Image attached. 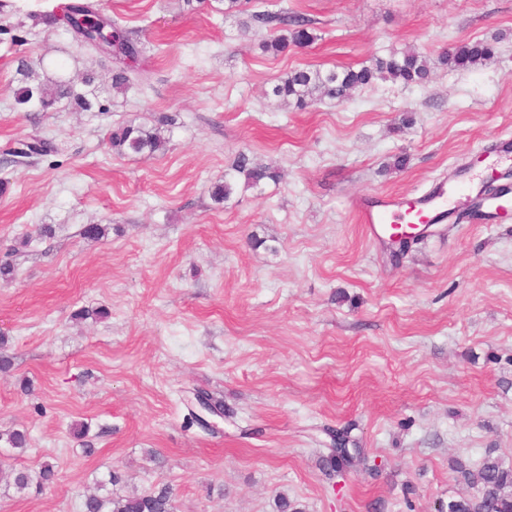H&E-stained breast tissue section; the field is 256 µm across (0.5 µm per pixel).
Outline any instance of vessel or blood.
Returning a JSON list of instances; mask_svg holds the SVG:
<instances>
[{
  "label": "vessel or blood",
  "mask_w": 512,
  "mask_h": 512,
  "mask_svg": "<svg viewBox=\"0 0 512 512\" xmlns=\"http://www.w3.org/2000/svg\"><path fill=\"white\" fill-rule=\"evenodd\" d=\"M464 193L465 200L477 209L487 210L492 220H512V197L504 192L468 194L459 181L439 180L425 193L406 197L385 194L359 200L355 210L359 223L366 235L378 240L392 235L394 224L415 218L419 230L438 223L448 215V200L457 193Z\"/></svg>",
  "instance_id": "b4317fda"
}]
</instances>
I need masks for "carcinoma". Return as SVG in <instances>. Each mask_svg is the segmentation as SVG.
<instances>
[{
  "label": "carcinoma",
  "instance_id": "1",
  "mask_svg": "<svg viewBox=\"0 0 512 512\" xmlns=\"http://www.w3.org/2000/svg\"><path fill=\"white\" fill-rule=\"evenodd\" d=\"M215 2L223 5L222 12L226 16L246 15L239 21L244 30L258 26L281 31V34L261 43L260 49L264 53L279 56L316 39L309 28L308 19L286 8L270 11L265 0H257L251 12L246 9L248 0ZM64 17L75 43L82 48L98 50L101 30L112 31V56L120 61L112 68L113 90L123 92L142 80V71L134 66L141 54L137 41L117 21L107 16L101 17L94 0H75L66 5ZM495 52L496 46L489 41L470 40L445 52L440 64L465 69L491 59ZM430 73L429 60L408 46L401 50L393 49L385 56L374 55L368 64L358 69H291L274 84L271 95L282 107L305 110L325 99L344 101L356 90L370 87L378 81L391 80L405 86H422L429 81ZM16 75L14 103L20 112H48L63 102L78 112H93L103 92L94 73L84 74L78 85L64 74L49 72L42 58L19 59ZM174 123L173 116L162 113L151 126L133 123L119 125L110 134L112 150L120 156H150L163 152L168 143L165 132ZM240 177L244 178L245 186L256 187L265 181L276 183L281 175L277 168L257 163L248 153L241 151L233 160L231 172L224 174V180L210 186V198L215 205L222 206L230 200ZM0 440L19 453L25 452L29 443L27 432L18 429L1 433ZM362 455L363 449L358 447L348 432H336L332 434L330 454L321 459V466L339 473L361 462ZM454 471L475 493L450 499L447 510L441 509L439 512H512V467L506 468L499 459L488 456L475 471L461 461L456 462ZM56 476V465L50 461L42 462L34 472L26 468H5L0 464V481L14 487L19 493L31 490L38 493L53 483ZM82 509L83 512H173L172 488L166 484L143 494L132 495L93 493L86 496Z\"/></svg>",
  "mask_w": 512,
  "mask_h": 512
}]
</instances>
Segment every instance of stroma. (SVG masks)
Instances as JSON below:
<instances>
[{
	"label": "stroma",
	"instance_id": "1",
	"mask_svg": "<svg viewBox=\"0 0 512 512\" xmlns=\"http://www.w3.org/2000/svg\"><path fill=\"white\" fill-rule=\"evenodd\" d=\"M0 11V432L26 431L0 461L58 479L24 495L0 482V512H82L118 473L120 494L167 484L174 512H439L464 492L453 460L512 466V223L447 218L400 255L364 238L363 197L413 196L440 177L486 181L512 141V0H281L316 39L285 56L260 50L214 0H97L139 39L149 84L105 93L98 112L14 107L19 58L71 76L112 64L40 17L66 0H6ZM495 43L485 65L451 69L444 49ZM407 46L430 82L384 81L305 111L268 92L288 70L360 68ZM173 115L165 152L113 153V128ZM47 154L9 162L20 143ZM281 171L208 189L238 152ZM404 168L393 166L396 156ZM53 228L49 237L36 226ZM104 237L83 236L87 225ZM104 307L103 321L78 320ZM203 389L230 417L188 424ZM88 425L85 439L71 426ZM365 452L323 470L329 429Z\"/></svg>",
	"mask_w": 512,
	"mask_h": 512
}]
</instances>
